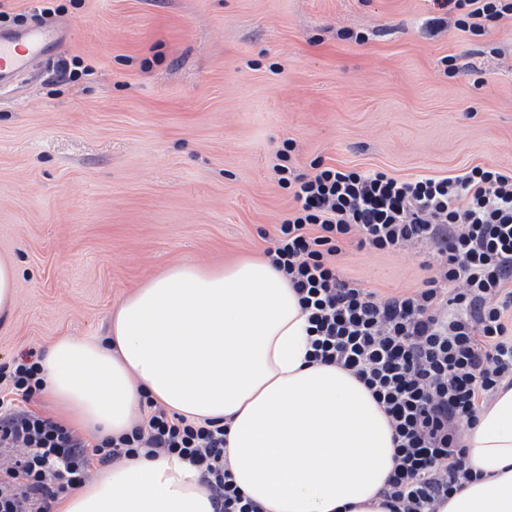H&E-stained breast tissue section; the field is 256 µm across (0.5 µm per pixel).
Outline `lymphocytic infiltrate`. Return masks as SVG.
<instances>
[{
	"label": "lymphocytic infiltrate",
	"instance_id": "lymphocytic-infiltrate-1",
	"mask_svg": "<svg viewBox=\"0 0 512 512\" xmlns=\"http://www.w3.org/2000/svg\"><path fill=\"white\" fill-rule=\"evenodd\" d=\"M444 26L481 34L512 18V0H438ZM279 151V184L296 209L264 251L291 283L307 318L308 359L350 371L383 408L396 465L388 512H436L470 477L461 443L481 406L512 384V171L473 166L454 176L399 179L381 170L331 166L314 174ZM417 243L433 253L421 286L382 296L344 278V245L391 252ZM39 356L0 364V512H52L92 467L166 455L193 465L214 512H261L234 484L224 424L191 420L148 402L130 433L88 444L65 425L27 410L42 393Z\"/></svg>",
	"mask_w": 512,
	"mask_h": 512
}]
</instances>
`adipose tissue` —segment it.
Listing matches in <instances>:
<instances>
[{"label": "adipose tissue", "instance_id": "1", "mask_svg": "<svg viewBox=\"0 0 512 512\" xmlns=\"http://www.w3.org/2000/svg\"><path fill=\"white\" fill-rule=\"evenodd\" d=\"M291 284L261 257L178 264L134 288L106 340L62 336L41 362L61 418L97 438L139 420L143 399L227 427L234 481L263 512H385L389 420L363 383L308 362ZM473 477L437 512H512V387L466 435ZM54 512H213L187 462L120 460L59 498Z\"/></svg>", "mask_w": 512, "mask_h": 512}]
</instances>
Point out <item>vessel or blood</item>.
Wrapping results in <instances>:
<instances>
[{
	"instance_id": "vessel-or-blood-1",
	"label": "vessel or blood",
	"mask_w": 512,
	"mask_h": 512,
	"mask_svg": "<svg viewBox=\"0 0 512 512\" xmlns=\"http://www.w3.org/2000/svg\"><path fill=\"white\" fill-rule=\"evenodd\" d=\"M61 43L60 29L37 22L0 32V84L46 60Z\"/></svg>"
}]
</instances>
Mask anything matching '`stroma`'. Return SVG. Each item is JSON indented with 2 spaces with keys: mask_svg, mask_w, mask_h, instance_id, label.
Segmentation results:
<instances>
[{
  "mask_svg": "<svg viewBox=\"0 0 512 512\" xmlns=\"http://www.w3.org/2000/svg\"><path fill=\"white\" fill-rule=\"evenodd\" d=\"M46 6L61 49L0 86V257L18 272L0 363L105 336L173 265L263 254L296 206L286 142L303 173L512 170L510 21L432 30L435 0H0L27 23ZM76 58L90 74L63 76ZM428 252L336 263L386 296L421 285Z\"/></svg>",
  "mask_w": 512,
  "mask_h": 512,
  "instance_id": "stroma-1",
  "label": "stroma"
}]
</instances>
